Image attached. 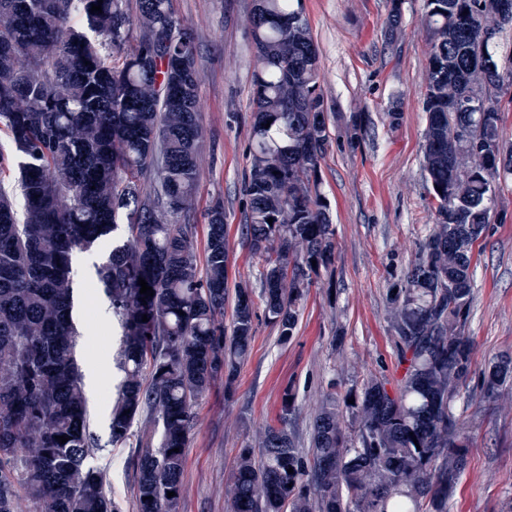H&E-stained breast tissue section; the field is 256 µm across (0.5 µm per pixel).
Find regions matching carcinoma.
Here are the masks:
<instances>
[{
  "mask_svg": "<svg viewBox=\"0 0 512 512\" xmlns=\"http://www.w3.org/2000/svg\"><path fill=\"white\" fill-rule=\"evenodd\" d=\"M129 3L103 0L98 13V0H0V169L19 173L14 188L0 182V512H121L92 462L108 445L130 448L132 512H178L194 407L219 379L233 388L259 322L286 346L309 288L323 280L336 294V225L319 189L330 131L301 0H253L249 16L261 68L241 235L261 262L258 292L230 285L223 206L209 210L197 253L194 36L172 0H136L134 13ZM420 26L434 224L386 288L399 376L345 390L330 379L308 443L289 382L260 451L237 450L226 512H448L469 465L453 403L474 372L476 248L512 177L501 160H512L502 141L512 0H424ZM103 246L95 281L120 329L123 373L105 442L91 427L73 316V255ZM479 381L488 399L512 388V358L485 364Z\"/></svg>",
  "mask_w": 512,
  "mask_h": 512,
  "instance_id": "1",
  "label": "carcinoma"
}]
</instances>
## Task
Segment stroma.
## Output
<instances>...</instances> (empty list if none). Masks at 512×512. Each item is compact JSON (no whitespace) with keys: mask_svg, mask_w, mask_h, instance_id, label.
<instances>
[{"mask_svg":"<svg viewBox=\"0 0 512 512\" xmlns=\"http://www.w3.org/2000/svg\"><path fill=\"white\" fill-rule=\"evenodd\" d=\"M319 49L321 86L330 116L331 141L320 162V191L336 224V300L321 285L310 289L298 335L277 345L260 327L252 355L233 390L216 383L195 407L186 457V487L180 512H224L238 448L265 420L274 419L281 387L300 385L307 428L315 391L323 381L361 384L392 353L385 292L400 275L433 222L422 171L425 114L422 91L429 52L418 28L423 0H404L401 25L391 29V0H303ZM197 45L200 121L205 130L195 222L205 226L211 205H224L231 247L230 280L259 288L261 270L242 243L245 219L242 182L248 168L252 76L259 60L247 20L252 0H173ZM401 113L398 126L388 115ZM504 223L490 225L474 272L468 334L476 366L512 356V190L498 197ZM81 267L80 356L102 359L106 375L90 398L94 430L107 435V414L119 372L113 360L118 333L101 321L106 297ZM453 411L471 436L470 463L448 512H504L512 503V391L493 402L477 386L463 389ZM129 451L108 448L95 462L107 475L108 493L129 507L125 478Z\"/></svg>","mask_w":512,"mask_h":512,"instance_id":"1","label":"stroma"}]
</instances>
